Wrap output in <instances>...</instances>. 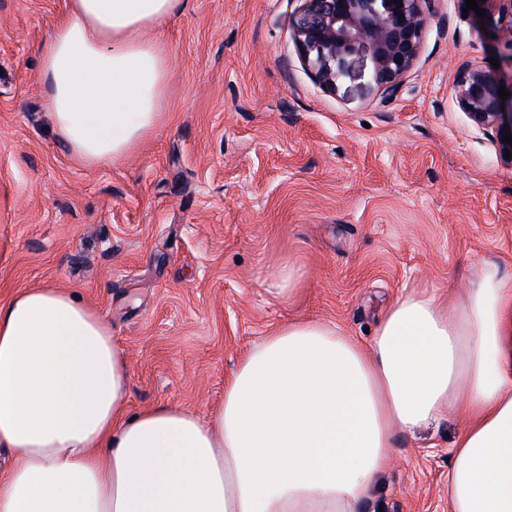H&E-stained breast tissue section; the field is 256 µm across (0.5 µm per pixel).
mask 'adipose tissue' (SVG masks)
Here are the masks:
<instances>
[{
	"label": "adipose tissue",
	"mask_w": 512,
	"mask_h": 512,
	"mask_svg": "<svg viewBox=\"0 0 512 512\" xmlns=\"http://www.w3.org/2000/svg\"><path fill=\"white\" fill-rule=\"evenodd\" d=\"M186 0H67L41 49L62 144L135 150L171 73L155 31ZM110 325L75 294L0 303V512H361L397 434L460 413L448 512H512V275L485 262L453 305L409 294L366 342L303 320L265 336L208 418L128 409Z\"/></svg>",
	"instance_id": "adipose-tissue-1"
}]
</instances>
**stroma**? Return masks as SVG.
<instances>
[{
	"label": "stroma",
	"instance_id": "obj_1",
	"mask_svg": "<svg viewBox=\"0 0 512 512\" xmlns=\"http://www.w3.org/2000/svg\"><path fill=\"white\" fill-rule=\"evenodd\" d=\"M66 0H0V302L63 288L126 352L130 411L208 417L264 336L307 319L368 341L417 292L450 300L488 258L512 273V161L458 107L466 61L512 81V47L465 0H435L392 98L354 62L336 91L304 67L303 0H188L162 32L158 125L128 156L66 151L39 84ZM456 418L396 438L364 512H448Z\"/></svg>",
	"mask_w": 512,
	"mask_h": 512
}]
</instances>
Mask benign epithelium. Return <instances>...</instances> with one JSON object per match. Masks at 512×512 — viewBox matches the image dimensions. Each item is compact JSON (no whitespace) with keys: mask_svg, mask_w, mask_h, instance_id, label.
I'll use <instances>...</instances> for the list:
<instances>
[{"mask_svg":"<svg viewBox=\"0 0 512 512\" xmlns=\"http://www.w3.org/2000/svg\"><path fill=\"white\" fill-rule=\"evenodd\" d=\"M496 24L512 45V0H493ZM432 0H304L293 20L301 59L313 79L334 91L358 58L369 63L368 79L393 97L416 63L431 16ZM502 80L477 63L461 65L454 80L459 108L489 136L500 154H512L503 135L512 132V86L507 100Z\"/></svg>","mask_w":512,"mask_h":512,"instance_id":"obj_1","label":"benign epithelium"}]
</instances>
